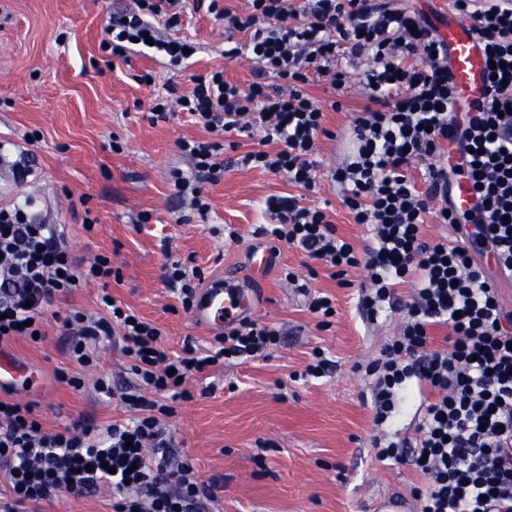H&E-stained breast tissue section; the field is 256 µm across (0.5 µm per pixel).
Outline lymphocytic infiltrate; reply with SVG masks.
<instances>
[{
    "label": "lymphocytic infiltrate",
    "instance_id": "obj_1",
    "mask_svg": "<svg viewBox=\"0 0 512 512\" xmlns=\"http://www.w3.org/2000/svg\"><path fill=\"white\" fill-rule=\"evenodd\" d=\"M131 10L110 15L101 46L118 57L151 52L175 67L186 60L185 42L162 36L181 26L187 8L206 10L225 32L245 35L255 61L247 88L223 71L191 75L187 94L152 99L147 118L167 122L182 110L203 125L206 140L184 139L179 149L188 170L172 173L175 196L198 215L210 210L208 188L229 164L224 141L260 136L262 150L241 165L285 175L298 189L317 185V140L325 134L324 112L306 91L312 76L327 78L340 93L347 66L364 58L360 79L367 99L351 122L350 161L331 179L354 223L366 225L374 244L366 252L338 236L327 212L299 198L265 201L269 223L256 236L277 240L325 263L340 278L365 267L370 281L360 303L370 316L404 314L398 336L366 372L375 380L373 419L384 425L402 407L415 406L414 437H375L382 461L410 460L420 478L411 489L420 512H512V309L496 287L512 277V0H453L470 21L490 66L482 101L461 107L448 68V48L423 15L393 0H247L238 13L219 0H134ZM455 154L450 166L442 155ZM426 164L423 185L409 172ZM463 177L476 203L458 214L448 191ZM452 225L456 242L431 240L428 214ZM491 253L493 269L480 263ZM112 258L89 265L71 256L54 225L40 223L28 203L0 217V344L39 340L44 316L80 285L117 276ZM409 284L411 292L397 288ZM103 315L79 309L60 319L69 338L67 354L82 369L93 367L91 344L120 331L123 353L137 379L124 400L134 418L104 428L91 424L46 430L33 406L0 397V466L12 489L0 512L31 507L65 492L82 497L108 487L112 512H205L213 486L199 480L191 460H175L172 435L161 423L177 402L191 399L190 380L224 362H249L277 343L269 326L247 319L225 326L203 347L186 340L180 352L162 344V329L101 292ZM444 329L436 338V329Z\"/></svg>",
    "mask_w": 512,
    "mask_h": 512
}]
</instances>
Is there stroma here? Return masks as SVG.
Segmentation results:
<instances>
[{"instance_id":"obj_1","label":"stroma","mask_w":512,"mask_h":512,"mask_svg":"<svg viewBox=\"0 0 512 512\" xmlns=\"http://www.w3.org/2000/svg\"><path fill=\"white\" fill-rule=\"evenodd\" d=\"M130 0H0V206L29 200L32 214L63 231L72 257L87 263L107 254L122 272L110 282L113 297L164 330L163 343L180 351L185 339L205 344L209 333L196 328L165 280L164 266L176 258L205 277L221 273L254 279L259 307L253 318L279 333L268 356L245 364L225 363L191 381V400L177 404L165 424L174 451L192 458L202 479L216 482L209 512H383L399 504L418 512L410 487L417 477L405 463L380 461L372 441L371 388L366 368L378 360L387 339L403 321L399 311L370 319L359 305L368 285L364 268L349 270L339 284L331 270L302 251L281 245L274 266L253 275L245 255L258 241L253 232L267 223L265 201L298 193L286 176L256 168L233 167L210 186L206 217L191 213L173 195L171 173L188 162L178 148L183 138H205L186 115L151 124L148 101L168 86L190 87V75L219 67L227 80L247 85L253 60L227 56L233 42L221 22L206 12L187 11L179 31L196 55L172 68L142 53L111 60L100 46L109 14ZM151 71L152 85L136 80ZM309 94L323 107L334 139H321L318 187L302 194L308 207L325 208L339 236L357 251L371 246L366 226L353 223L328 173L343 160L352 114L366 100L357 81L334 96L329 83L316 80ZM343 108L333 111V98ZM38 134L35 143L26 137ZM28 177L17 183L13 164ZM92 210L98 222L85 232L82 217ZM149 212V223L138 221ZM311 292L329 294L336 308L330 327L320 325L307 299L288 282L287 272ZM45 336L19 339L11 348L47 373L72 370L67 338L55 317ZM120 335L99 350L95 367L78 372L83 384L51 382L34 414L43 428L61 430L83 421L100 427L134 417L121 399L134 392L136 378L122 351ZM335 361L331 374L300 378L315 350ZM112 381L115 393L95 388L97 377ZM40 512H112V492L76 497L59 494Z\"/></svg>"}]
</instances>
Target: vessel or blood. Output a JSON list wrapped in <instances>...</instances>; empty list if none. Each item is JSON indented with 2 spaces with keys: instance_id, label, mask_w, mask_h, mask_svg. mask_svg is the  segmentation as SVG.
Returning <instances> with one entry per match:
<instances>
[{
  "instance_id": "b4317fda",
  "label": "vessel or blood",
  "mask_w": 512,
  "mask_h": 512,
  "mask_svg": "<svg viewBox=\"0 0 512 512\" xmlns=\"http://www.w3.org/2000/svg\"><path fill=\"white\" fill-rule=\"evenodd\" d=\"M441 37L448 47V67L458 95L464 100L480 98L485 58L469 24L449 18ZM258 302L256 289L232 279L213 278L201 289L192 319L207 332L220 334L226 325L254 312ZM47 386V376L40 367L0 347V391L6 389L23 397L37 398Z\"/></svg>"
}]
</instances>
